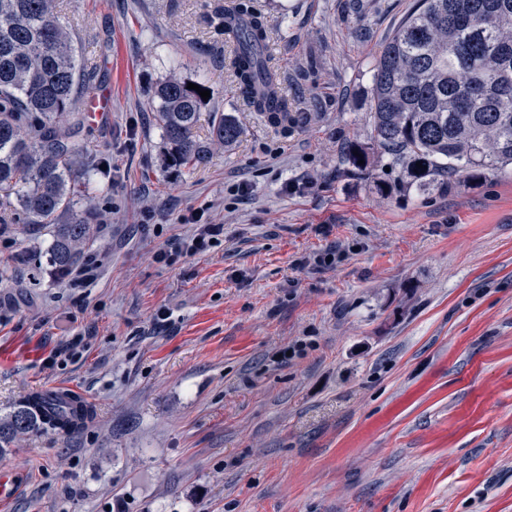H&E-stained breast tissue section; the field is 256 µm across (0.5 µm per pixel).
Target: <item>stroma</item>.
<instances>
[{
	"mask_svg": "<svg viewBox=\"0 0 512 512\" xmlns=\"http://www.w3.org/2000/svg\"><path fill=\"white\" fill-rule=\"evenodd\" d=\"M234 2L60 0L111 97L75 141L109 159L112 189L63 280L35 265L50 228L0 191V343L45 349L0 365V413L72 388L95 415L0 457L18 478L0 512H512V171L384 196L343 162L416 0H245L284 130L236 92L211 21ZM171 76L210 92L191 168L151 110ZM216 112L241 125L232 147L211 142ZM197 210L221 242L157 261ZM336 246L335 266L294 265Z\"/></svg>",
	"mask_w": 512,
	"mask_h": 512,
	"instance_id": "1",
	"label": "stroma"
}]
</instances>
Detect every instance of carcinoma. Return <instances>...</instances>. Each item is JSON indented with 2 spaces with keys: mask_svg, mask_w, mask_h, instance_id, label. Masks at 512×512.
I'll return each instance as SVG.
<instances>
[{
  "mask_svg": "<svg viewBox=\"0 0 512 512\" xmlns=\"http://www.w3.org/2000/svg\"><path fill=\"white\" fill-rule=\"evenodd\" d=\"M55 2L0 0V189L13 191L27 223L52 226L44 257L62 277L86 260L92 203L110 184L97 179L92 156L77 160L74 137L86 116L67 117L94 91L97 74L78 63ZM215 19L234 46L239 97L271 127L288 125L290 103L264 54V18L239 4ZM202 102L176 78L155 90L159 127L180 165L203 153L193 138ZM368 115L371 144L347 141L344 161L360 171L381 163L402 190L449 189L512 166V0H417L376 58ZM211 133L225 146L241 128L217 113ZM65 214L70 221L59 223ZM93 415L86 402L32 392L0 417V455L29 433L78 432Z\"/></svg>",
  "mask_w": 512,
  "mask_h": 512,
  "instance_id": "1",
  "label": "carcinoma"
}]
</instances>
